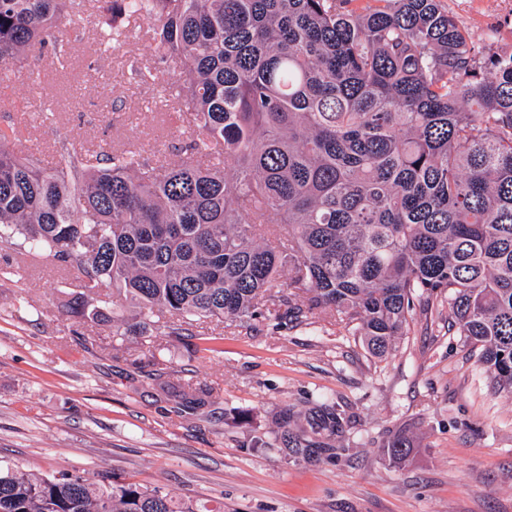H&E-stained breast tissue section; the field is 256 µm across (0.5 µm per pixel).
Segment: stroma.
I'll return each instance as SVG.
<instances>
[{
  "mask_svg": "<svg viewBox=\"0 0 512 512\" xmlns=\"http://www.w3.org/2000/svg\"><path fill=\"white\" fill-rule=\"evenodd\" d=\"M473 41L491 27L512 52V0H445ZM72 66L37 63L0 83L15 113L31 119L17 150L51 160L65 139L104 152L135 142L178 160L180 105L128 81L131 62H154L148 33L121 49L91 32L70 33ZM76 266L20 246L0 250V460L37 474L109 473L174 500L224 512H512V396L494 392L475 350L448 322V299L431 298L384 359L317 311L300 324L224 321L215 350L194 336H128L113 322L75 324L58 306L78 291ZM165 369L162 380L153 370ZM210 386L201 407L185 382ZM336 404L353 424L335 456H289L279 439L284 411L307 429L318 407ZM407 438L409 459L386 453Z\"/></svg>",
  "mask_w": 512,
  "mask_h": 512,
  "instance_id": "stroma-1",
  "label": "stroma"
}]
</instances>
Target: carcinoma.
Here are the masks:
<instances>
[{
	"instance_id": "cac0c4a2",
	"label": "carcinoma",
	"mask_w": 512,
	"mask_h": 512,
	"mask_svg": "<svg viewBox=\"0 0 512 512\" xmlns=\"http://www.w3.org/2000/svg\"><path fill=\"white\" fill-rule=\"evenodd\" d=\"M99 0H0V80L36 55L64 69V22ZM102 41L144 23L178 76L179 161L135 143L112 154L62 143L42 164L0 128V245L76 265L78 324L110 285L137 302L143 336L193 321H299L328 310L368 353L389 355L414 298L448 295L493 388L512 395V53L483 45L443 0H109ZM288 289L283 294L281 289ZM168 314L157 326L154 310ZM293 455L350 420L323 405ZM412 448L387 445L396 463ZM0 512H199L111 475L40 477L0 462Z\"/></svg>"
}]
</instances>
